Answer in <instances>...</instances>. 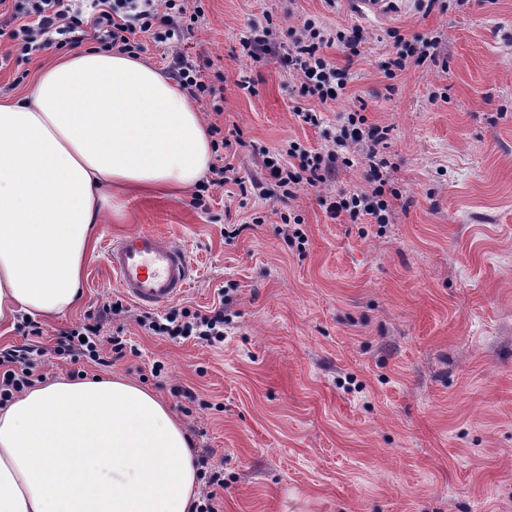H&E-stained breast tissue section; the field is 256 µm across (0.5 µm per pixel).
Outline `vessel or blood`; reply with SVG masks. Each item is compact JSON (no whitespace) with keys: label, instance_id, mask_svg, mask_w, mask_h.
<instances>
[{"label":"vessel or blood","instance_id":"b4317fda","mask_svg":"<svg viewBox=\"0 0 512 512\" xmlns=\"http://www.w3.org/2000/svg\"><path fill=\"white\" fill-rule=\"evenodd\" d=\"M106 260L117 287L143 308L166 307L190 285L192 263L186 249L150 229L112 240Z\"/></svg>","mask_w":512,"mask_h":512}]
</instances>
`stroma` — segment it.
Here are the masks:
<instances>
[{
  "instance_id": "stroma-1",
  "label": "stroma",
  "mask_w": 512,
  "mask_h": 512,
  "mask_svg": "<svg viewBox=\"0 0 512 512\" xmlns=\"http://www.w3.org/2000/svg\"><path fill=\"white\" fill-rule=\"evenodd\" d=\"M203 7L182 49L212 63L199 107L205 123L239 130L237 176L261 179L264 148L321 149L324 130L360 107L367 124L390 129L391 221L334 219L320 203L365 188L361 159L287 206L276 186L244 197L232 183L204 210L188 194L138 200L100 225L83 295L41 319L43 343L119 296L104 245L138 229L190 253L195 272L175 308L205 309L234 285L223 342L147 335L133 305L124 359L45 361L38 372L120 375L154 392L201 470L223 466V512H512V0H400L373 22L352 0ZM290 17L367 34L359 55L325 50L352 76L344 97L301 96L278 58L241 55L254 26ZM397 33L441 37L436 62L388 76ZM49 41L27 55L0 38L1 97L24 94L68 54L57 34ZM243 75L252 90L238 86ZM299 107L319 126L299 121ZM287 212L302 218L304 247L281 233ZM232 223L240 235L229 236ZM175 386L198 401H180Z\"/></svg>"
}]
</instances>
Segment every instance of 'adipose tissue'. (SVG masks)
Segmentation results:
<instances>
[{
  "mask_svg": "<svg viewBox=\"0 0 512 512\" xmlns=\"http://www.w3.org/2000/svg\"><path fill=\"white\" fill-rule=\"evenodd\" d=\"M213 161L198 105L141 58L87 48L0 97V322L80 297L113 196L184 192ZM180 421L122 377H56L0 406V512H188Z\"/></svg>",
  "mask_w": 512,
  "mask_h": 512,
  "instance_id": "adipose-tissue-1",
  "label": "adipose tissue"
}]
</instances>
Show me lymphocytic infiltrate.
<instances>
[{
  "label": "lymphocytic infiltrate",
  "instance_id": "1",
  "mask_svg": "<svg viewBox=\"0 0 512 512\" xmlns=\"http://www.w3.org/2000/svg\"><path fill=\"white\" fill-rule=\"evenodd\" d=\"M86 7L90 8L91 16L85 22L80 14ZM203 14L202 6L190 10L181 0H87L83 7L78 6L77 0H13L14 26L9 37L20 41L26 52L39 49V36L50 32L60 35L63 44L80 45L81 30L85 27L104 49L120 53L142 52L143 41L147 38L169 43L176 47L171 75L190 97L199 100L211 94L212 86L203 65L189 60L178 46L186 34L193 32ZM365 40L361 29L331 32L318 20L304 18L287 27L270 22L255 28L252 37L243 40L242 53L254 60L271 53L279 55L284 66L299 80L301 95L335 100L344 94L349 75L328 59L325 49L336 43L355 55ZM395 43L398 50L388 61V68L393 72L436 61L441 39L400 36ZM209 134L216 162L211 166V180L201 185V194L195 199L196 206L201 208L206 205L204 193L223 187L234 172L223 156L224 150L232 149V139L225 134L223 126L217 124L210 125ZM388 134V128L367 125L360 113H347L336 131L325 133L326 145L322 151L313 152L295 142L285 151L262 150L265 178L280 189L282 201L293 200L302 186H319L333 180L338 170L352 167L355 150L365 148L369 167L366 190L349 195H327L321 202L335 218L343 216L353 222L367 218L378 224L389 223L391 210L386 187L390 174L380 153ZM229 302V293L224 290L218 305L207 312L185 307L162 318L144 313L136 322L153 336L192 337L211 344L224 339V311ZM125 312L121 301L107 300L88 313L80 326L60 331L52 346L31 344L0 348V405L41 381L32 356L63 362L84 357L103 367L125 358V328L120 324ZM104 331L109 337L103 343L99 336Z\"/></svg>",
  "mask_w": 512,
  "mask_h": 512
}]
</instances>
